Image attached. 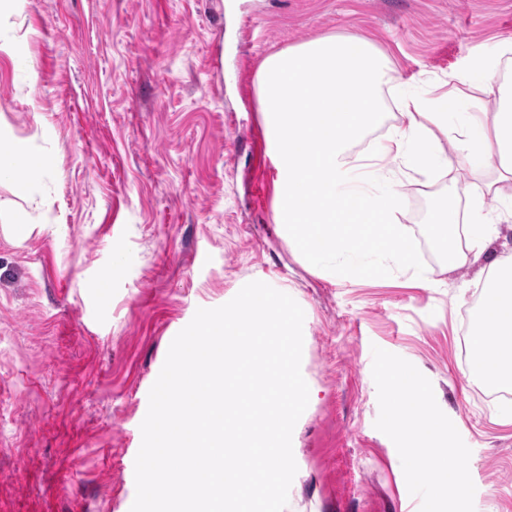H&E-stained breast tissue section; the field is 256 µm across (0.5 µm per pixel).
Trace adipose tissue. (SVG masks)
I'll use <instances>...</instances> for the list:
<instances>
[{
    "label": "adipose tissue",
    "instance_id": "adipose-tissue-1",
    "mask_svg": "<svg viewBox=\"0 0 512 512\" xmlns=\"http://www.w3.org/2000/svg\"><path fill=\"white\" fill-rule=\"evenodd\" d=\"M394 77L372 42L328 36L269 57L259 75V106L276 145L283 173L278 218L284 235L309 262L329 254L387 253L406 262L411 253L395 222L402 198L385 180L388 159L409 167L439 160L436 146L447 138L466 162L497 159L494 174L461 211L448 197L432 210L435 236L454 244L460 225L471 228L473 246L484 249L504 218H512V81L486 69L463 78L461 98L468 112H433L423 98L404 93L398 99L400 125L367 156L351 158V143L360 140L381 116L384 86ZM0 152V181L26 194L46 166L26 144L11 138ZM491 279L501 293L489 298L482 317L491 330L471 333L466 376L512 372V257L496 261ZM390 392L393 421L414 458L435 474L439 495H461L464 481L444 452L423 445L437 425L425 422L427 394L414 388L409 370L393 374Z\"/></svg>",
    "mask_w": 512,
    "mask_h": 512
}]
</instances>
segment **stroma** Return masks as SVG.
Here are the masks:
<instances>
[{
  "instance_id": "1",
  "label": "stroma",
  "mask_w": 512,
  "mask_h": 512,
  "mask_svg": "<svg viewBox=\"0 0 512 512\" xmlns=\"http://www.w3.org/2000/svg\"><path fill=\"white\" fill-rule=\"evenodd\" d=\"M336 34L372 40L401 87L438 102L449 76L512 67V0H0V137L48 159L31 196L0 184V216L27 227L0 232V512H130L172 340L255 279L305 314L285 512H512V395L460 377L512 222L448 267L429 216L446 194L466 207L467 177L447 142L433 169L388 165L413 268L351 276L280 232L257 75ZM396 368L429 395L463 497L437 498L427 470L412 481L389 423Z\"/></svg>"
}]
</instances>
